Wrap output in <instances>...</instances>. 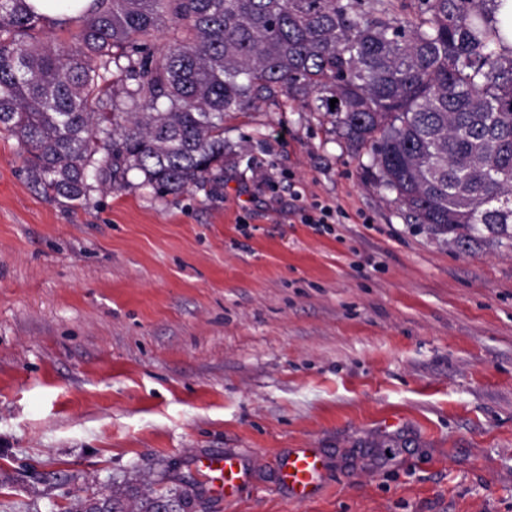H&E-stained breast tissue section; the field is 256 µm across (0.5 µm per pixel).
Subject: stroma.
<instances>
[{"mask_svg":"<svg viewBox=\"0 0 512 512\" xmlns=\"http://www.w3.org/2000/svg\"><path fill=\"white\" fill-rule=\"evenodd\" d=\"M224 141L220 187L73 204L0 135V512L176 485L189 512H512V240L406 223L286 98ZM297 448L326 461L305 500ZM227 452L231 498L197 465ZM284 482L293 496L307 499L314 493V485L319 477L322 463L311 448H301L288 456Z\"/></svg>","mask_w":512,"mask_h":512,"instance_id":"35a3bbf8","label":"stroma"}]
</instances>
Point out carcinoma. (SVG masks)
Wrapping results in <instances>:
<instances>
[{
    "label": "carcinoma",
    "mask_w": 512,
    "mask_h": 512,
    "mask_svg": "<svg viewBox=\"0 0 512 512\" xmlns=\"http://www.w3.org/2000/svg\"><path fill=\"white\" fill-rule=\"evenodd\" d=\"M507 0H92L73 46L31 37L28 0H0V133L33 187L71 203L95 178L166 194L224 182V114L285 96L335 118L411 224L468 242L512 239V48ZM173 39L151 49L165 23ZM132 81L126 112H100L109 74ZM336 98L335 107L330 100ZM174 486L127 509L164 512Z\"/></svg>",
    "instance_id": "obj_1"
}]
</instances>
